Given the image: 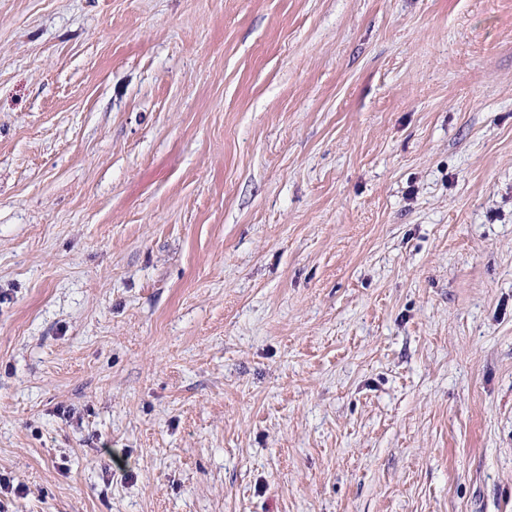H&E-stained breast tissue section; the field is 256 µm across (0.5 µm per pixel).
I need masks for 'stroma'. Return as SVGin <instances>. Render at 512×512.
<instances>
[{
  "label": "stroma",
  "instance_id": "stroma-1",
  "mask_svg": "<svg viewBox=\"0 0 512 512\" xmlns=\"http://www.w3.org/2000/svg\"><path fill=\"white\" fill-rule=\"evenodd\" d=\"M0 512H512V0H0Z\"/></svg>",
  "mask_w": 512,
  "mask_h": 512
}]
</instances>
